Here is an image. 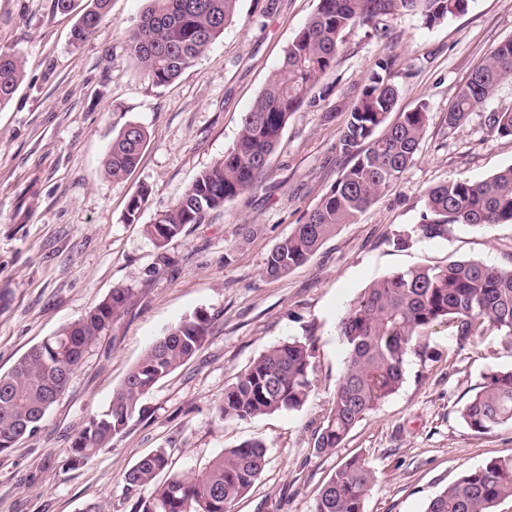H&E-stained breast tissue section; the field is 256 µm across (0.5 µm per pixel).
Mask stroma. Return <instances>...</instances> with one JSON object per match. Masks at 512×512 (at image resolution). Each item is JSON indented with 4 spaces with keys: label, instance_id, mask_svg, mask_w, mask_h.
Here are the masks:
<instances>
[{
    "label": "stroma",
    "instance_id": "35a3bbf8",
    "mask_svg": "<svg viewBox=\"0 0 512 512\" xmlns=\"http://www.w3.org/2000/svg\"><path fill=\"white\" fill-rule=\"evenodd\" d=\"M147 5L112 0L93 35L76 44V16L56 11L54 0H0V51L25 62L22 83L0 110V373L112 289L129 291L36 432L0 453V512H83L94 501L106 512H134L139 494L127 490L125 476L140 459L162 449L171 471L199 473L248 440L266 445L267 464L235 512H312L323 485L355 456L377 476L364 512H425L464 471L512 452V426L479 434L459 417L486 373L512 367V341L495 329L461 344L447 325L432 327L422 339L431 361L410 354L399 390L339 448L317 453L314 437L345 368L338 324L365 288L451 260L512 265V224H452L447 237L392 244L396 233L423 223L431 187L512 165V138L484 125L485 113L512 110L511 82L456 131L447 119L459 86L512 38V0H472L466 13L432 26L405 13L387 19L381 33L347 30L335 69L293 113L263 181L160 250L144 225L232 147L244 112L318 0H238L223 35L164 88L148 82L127 50V33ZM384 61L400 90L398 111L428 106L412 164L305 264L264 278L268 254L347 166L339 131ZM129 123L145 128L147 142L137 166L115 181L103 161ZM144 187L150 195L139 219L127 223L128 202ZM243 224L252 227L249 237L239 233ZM199 310L212 320L202 348L153 387L110 448L70 466L74 432L107 409L159 336ZM304 337L313 339L316 359L302 407L218 418L225 387L262 351Z\"/></svg>",
    "mask_w": 512,
    "mask_h": 512
}]
</instances>
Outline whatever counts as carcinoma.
Listing matches in <instances>:
<instances>
[{
  "label": "carcinoma",
  "mask_w": 512,
  "mask_h": 512,
  "mask_svg": "<svg viewBox=\"0 0 512 512\" xmlns=\"http://www.w3.org/2000/svg\"><path fill=\"white\" fill-rule=\"evenodd\" d=\"M72 38L82 42L109 11L110 0H90ZM140 24L129 31L127 46L152 86L165 87L202 56L232 18L237 0H149ZM471 0H318V7L295 35L280 67L241 119L237 141L224 157L202 171L181 197L156 214L145 233L157 248L179 237L188 224L232 202L260 183L270 155L293 112L312 86L336 67L344 32L356 25L379 30L383 20L402 13L422 17L431 26L463 14ZM24 76V64L13 53L0 52V109L12 99ZM512 81V38L502 41L459 88L448 111V131L459 128L506 81ZM391 67L378 65L356 97L337 141L349 157L341 177L322 196L306 221L268 255L263 273L278 278L304 264L335 235L352 224L376 197L399 180L412 163L427 122V106L399 113ZM484 124L492 133L512 137V111L488 112ZM145 129L125 125L104 160L107 176L118 181L133 169L146 144ZM148 194L144 187L131 197L125 215L134 222ZM432 220L396 234L393 244L410 245L412 237L446 235L448 225L485 228L512 224V165L480 181L459 179L426 192ZM128 300V291L112 293L81 318L34 345L6 373H0V452L31 434L56 402L52 385L70 376L88 347L112 324ZM445 323L463 344L492 326L512 338V267L476 260L443 266H416L384 277L364 290L345 312L339 335L347 345L346 367L314 448L338 447L350 431L398 391L410 353L427 356L421 333ZM211 317L203 310L172 327L148 347L112 393L108 408L91 416L74 433L67 449L72 465L87 463L122 435L140 402L153 386L191 359L203 346ZM316 349L308 337L265 349L237 380L224 389L217 414L224 420H248L301 407L312 391ZM460 416L476 433L512 426V368L491 371L467 400ZM265 444L246 441L214 458L200 475L171 473L162 449L138 461L126 476L127 489L145 490L136 512H235L237 501L266 466ZM376 482L368 463L352 457L336 469L314 503L313 512H364ZM512 499V453L466 471L435 495L425 512H496Z\"/></svg>",
  "instance_id": "cac0c4a2"
}]
</instances>
